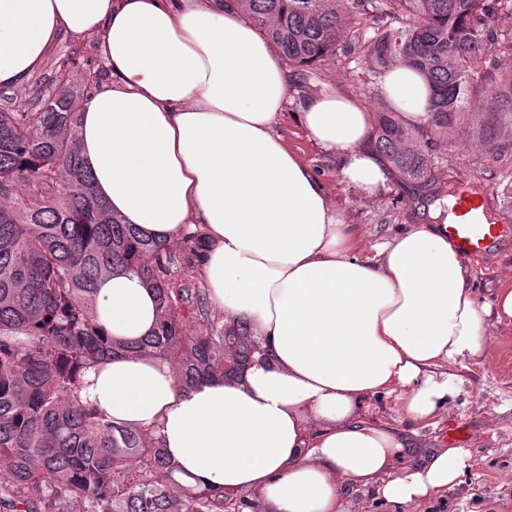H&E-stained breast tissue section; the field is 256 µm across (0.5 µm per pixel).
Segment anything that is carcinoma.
Instances as JSON below:
<instances>
[{
  "instance_id": "carcinoma-1",
  "label": "carcinoma",
  "mask_w": 512,
  "mask_h": 512,
  "mask_svg": "<svg viewBox=\"0 0 512 512\" xmlns=\"http://www.w3.org/2000/svg\"><path fill=\"white\" fill-rule=\"evenodd\" d=\"M243 14L302 71L364 40L375 82L410 66L432 86L425 119L406 122L378 97L372 147L422 197L441 148L475 143L493 162L512 157V35L495 28L512 0H237ZM103 71L27 109L0 108V508L7 512H244L245 494L179 485L146 430L117 426L82 398L86 371L116 355L163 359L183 389L230 380L256 345L216 322L186 329L182 308L203 298L176 285L174 246L125 224L94 190L81 157L78 108ZM199 231L181 241L195 255ZM119 271L155 293L152 332L115 341L98 323V282Z\"/></svg>"
}]
</instances>
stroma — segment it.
<instances>
[{"label":"stroma","instance_id":"1","mask_svg":"<svg viewBox=\"0 0 512 512\" xmlns=\"http://www.w3.org/2000/svg\"><path fill=\"white\" fill-rule=\"evenodd\" d=\"M66 64L73 76L88 67H103L98 42L75 36L61 37L43 67L23 87L27 100L49 89L59 64ZM295 99L336 91L355 98L365 106L374 102L363 65V47L355 45L335 62L294 75ZM281 128L289 146L297 150L328 187L347 223L357 225L362 246L392 238L412 224L428 221V207L414 189L399 176H391L385 188L365 198L341 183L336 165L308 139L292 116H284ZM457 174L461 184L483 191L491 215L512 228V213L503 212L499 193L512 173L480 158L472 146L449 147L436 171L439 183ZM479 303L491 302L496 288L512 281V241L487 258L469 262ZM488 339L478 356L459 357L453 372L461 383L446 411L428 424L418 426L411 438L415 448H439L448 443V426L458 422L474 436L465 449V463L457 481L430 504V512H512V322L488 320Z\"/></svg>","mask_w":512,"mask_h":512}]
</instances>
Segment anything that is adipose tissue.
<instances>
[{
	"instance_id": "adipose-tissue-1",
	"label": "adipose tissue",
	"mask_w": 512,
	"mask_h": 512,
	"mask_svg": "<svg viewBox=\"0 0 512 512\" xmlns=\"http://www.w3.org/2000/svg\"><path fill=\"white\" fill-rule=\"evenodd\" d=\"M65 33L97 40L108 71L80 108L97 195L160 242L204 226L209 298L257 346L238 378L187 391L167 361L117 357L85 374L84 396L152 433L182 484L251 494L253 512H347L353 485L421 512L455 483L463 450L391 475L403 443L360 412L384 392L414 426L444 410L458 387L451 365L481 352L488 317L512 319V283L478 303L448 240L452 214L364 254L283 136L291 73L234 0H0V86L25 85ZM381 93L422 123L429 87L415 69H391ZM296 119L338 158L346 187L370 197L385 186L360 102L311 96ZM96 314L113 339H139L156 324L154 292L115 273L98 285Z\"/></svg>"
}]
</instances>
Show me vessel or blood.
I'll list each match as a JSON object with an SVG mask.
<instances>
[{
	"instance_id": "obj_1",
	"label": "vessel or blood",
	"mask_w": 512,
	"mask_h": 512,
	"mask_svg": "<svg viewBox=\"0 0 512 512\" xmlns=\"http://www.w3.org/2000/svg\"><path fill=\"white\" fill-rule=\"evenodd\" d=\"M482 200L469 191L457 195L458 223L449 225L448 240L466 258L480 259L497 250L505 241L503 231H487L481 222Z\"/></svg>"
}]
</instances>
